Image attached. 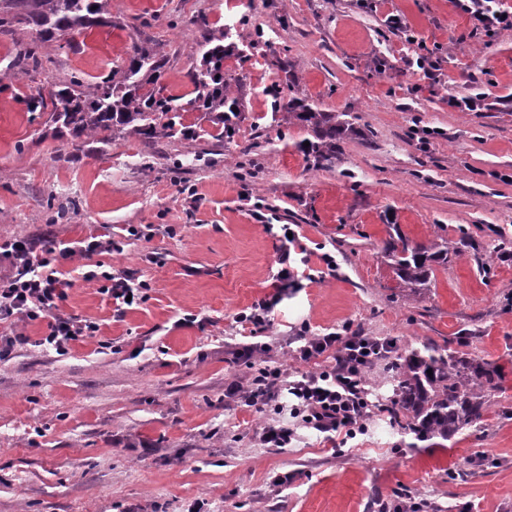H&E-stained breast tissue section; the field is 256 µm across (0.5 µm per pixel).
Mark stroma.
<instances>
[{
  "label": "stroma",
  "instance_id": "obj_1",
  "mask_svg": "<svg viewBox=\"0 0 512 512\" xmlns=\"http://www.w3.org/2000/svg\"><path fill=\"white\" fill-rule=\"evenodd\" d=\"M110 0L113 25L42 43L43 65L16 62L37 31L0 32V243H70L110 235L103 266L145 283L118 312L102 278L73 273L60 310L96 323L66 355L38 346L43 322L0 361V512H378L430 502L440 512H512V34L470 37L450 0ZM401 15L434 49L426 87L388 28ZM231 29L240 54L244 118L233 138L211 124L191 140L111 144L73 140L30 97L81 74L110 78L132 45L169 63L166 94L191 99L203 37ZM484 94L483 112H457L449 95ZM298 97L348 112L359 133L332 167L309 166L302 128L276 121L273 102ZM294 224L307 248L257 341L267 365L306 370L298 336L331 332L391 339L398 349L459 339L498 365L500 386L482 422L449 440L404 434L383 405L395 372L366 374L376 412L343 447L298 428L288 447L256 432L289 422L225 398L253 370L234 362L235 321L274 291L278 235ZM410 243L467 234L463 254L436 267L429 292L408 296L387 265L392 225ZM336 261L327 268L324 255ZM288 483H278L282 474Z\"/></svg>",
  "mask_w": 512,
  "mask_h": 512
}]
</instances>
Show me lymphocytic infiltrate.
<instances>
[{"instance_id":"lymphocytic-infiltrate-1","label":"lymphocytic infiltrate","mask_w":512,"mask_h":512,"mask_svg":"<svg viewBox=\"0 0 512 512\" xmlns=\"http://www.w3.org/2000/svg\"><path fill=\"white\" fill-rule=\"evenodd\" d=\"M454 8L465 14L471 32L494 38L512 31V11L505 9L502 0H451ZM299 237L282 241V263L276 275L275 294L254 305L251 313H239L238 322L260 329L269 322V315L280 294L295 284L293 268L289 266L291 250L299 246ZM108 239H92L73 244L54 241L39 246L19 238L0 244V254L9 259L12 275L0 279V322L6 330L0 331V361L12 353L24 337L18 332L21 322L42 321L46 332L39 345L64 355L72 342L93 335L98 327L91 322H80L58 311L67 296L71 282L61 267L65 262L91 258L95 253L110 251ZM384 349L381 341L368 336L343 338L336 333L307 338L296 350L300 361L310 364L308 372L299 378H290L278 368L262 367L248 386L230 385L226 394L248 407L263 408L278 400L281 394L291 395L294 403L292 417L322 434L324 442L335 443L339 437H355L363 431L369 402L364 388V372ZM332 353L333 365L320 368L317 360Z\"/></svg>"}]
</instances>
